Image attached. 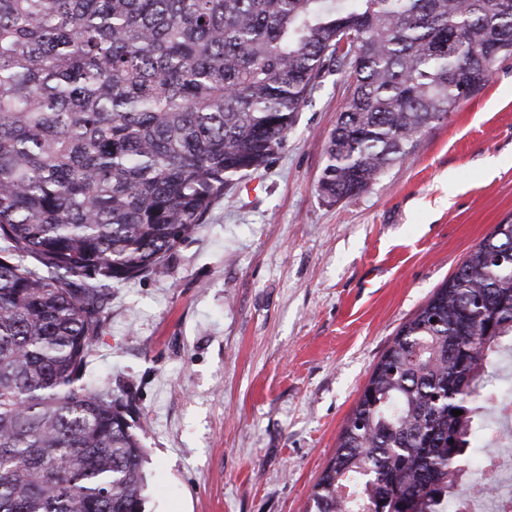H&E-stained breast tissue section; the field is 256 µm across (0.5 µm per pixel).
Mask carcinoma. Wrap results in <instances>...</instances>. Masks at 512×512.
<instances>
[{"instance_id": "obj_1", "label": "carcinoma", "mask_w": 512, "mask_h": 512, "mask_svg": "<svg viewBox=\"0 0 512 512\" xmlns=\"http://www.w3.org/2000/svg\"><path fill=\"white\" fill-rule=\"evenodd\" d=\"M498 55L512 0H0V512H143L129 404L87 373L109 290L164 273L324 74L348 83L320 179L339 201ZM510 340L511 219L399 329L314 512H442Z\"/></svg>"}]
</instances>
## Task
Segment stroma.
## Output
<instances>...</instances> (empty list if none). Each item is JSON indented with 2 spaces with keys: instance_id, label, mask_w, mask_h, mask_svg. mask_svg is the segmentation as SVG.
<instances>
[{
  "instance_id": "35a3bbf8",
  "label": "stroma",
  "mask_w": 512,
  "mask_h": 512,
  "mask_svg": "<svg viewBox=\"0 0 512 512\" xmlns=\"http://www.w3.org/2000/svg\"><path fill=\"white\" fill-rule=\"evenodd\" d=\"M346 95L344 73L323 78L163 275L111 289L89 370L145 430V512H309L401 325L512 218V56L336 203L319 179Z\"/></svg>"
}]
</instances>
